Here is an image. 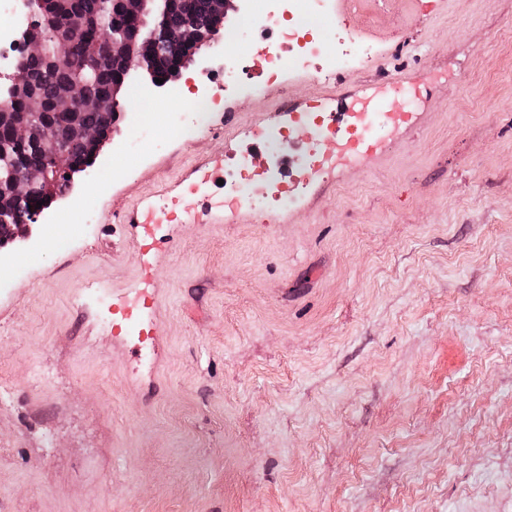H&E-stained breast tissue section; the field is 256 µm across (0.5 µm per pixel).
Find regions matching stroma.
Listing matches in <instances>:
<instances>
[{
    "label": "stroma",
    "mask_w": 512,
    "mask_h": 512,
    "mask_svg": "<svg viewBox=\"0 0 512 512\" xmlns=\"http://www.w3.org/2000/svg\"><path fill=\"white\" fill-rule=\"evenodd\" d=\"M253 12L128 79L67 217L0 249V512H512V0L308 5L325 54L338 20L373 48L339 82L260 80ZM382 68L419 87L384 152L279 210L125 223L203 158L299 169L313 132L249 131ZM234 74L258 97L198 119Z\"/></svg>",
    "instance_id": "35a3bbf8"
}]
</instances>
